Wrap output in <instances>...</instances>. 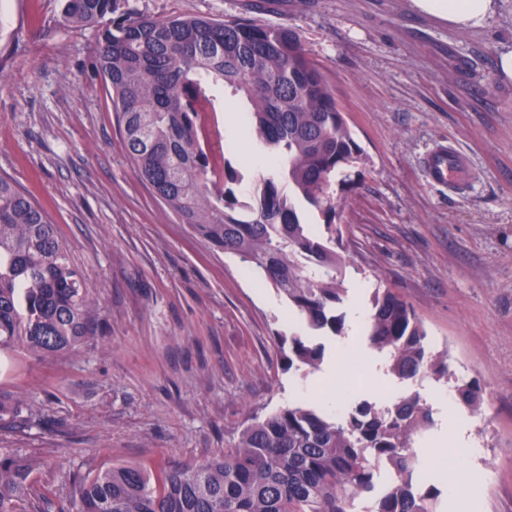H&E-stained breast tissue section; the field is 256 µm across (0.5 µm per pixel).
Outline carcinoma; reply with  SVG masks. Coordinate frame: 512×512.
<instances>
[{"label": "carcinoma", "mask_w": 512, "mask_h": 512, "mask_svg": "<svg viewBox=\"0 0 512 512\" xmlns=\"http://www.w3.org/2000/svg\"><path fill=\"white\" fill-rule=\"evenodd\" d=\"M116 2L64 0L63 21L98 24ZM98 59L128 157L155 196L196 235L263 274L310 330L342 335L336 308L347 293V261L336 251L343 232L334 190L349 188L348 169L366 165V156L296 32L242 19L129 16L102 30ZM204 78L247 100L253 132L281 161L252 203L238 201L228 161L225 189L212 192L198 110ZM306 211L323 219V233ZM99 311L46 212L0 177V351H71L92 335ZM365 333L398 379L448 375V351L430 348L413 306L391 289L373 292ZM277 341L288 348L286 369L319 368L323 345L296 334ZM456 394L480 409L478 386L458 385ZM431 424L416 389L340 417L297 402L253 419L224 456L201 464L75 474L71 512H442L415 448ZM33 471L23 457L0 455V512H30Z\"/></svg>", "instance_id": "1"}]
</instances>
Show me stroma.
<instances>
[{"instance_id": "obj_1", "label": "stroma", "mask_w": 512, "mask_h": 512, "mask_svg": "<svg viewBox=\"0 0 512 512\" xmlns=\"http://www.w3.org/2000/svg\"><path fill=\"white\" fill-rule=\"evenodd\" d=\"M118 0V14L243 18L293 29L368 155L343 196V248L355 269L339 311L359 350L356 390L334 380L350 356L325 336L317 370L284 368L277 336L302 333L287 300L234 255L198 237L135 173L97 63L100 26L65 24L62 0H0V176L48 212L88 286L97 326L74 350L0 357V454L35 466L43 512H67L69 477L115 464L156 471L223 456L253 418L297 400L348 411L403 390L375 385L364 322L374 288L406 298L434 350H448L453 392L475 381L463 410L481 452L426 431L415 446L443 512H512V81L496 71L512 45V0L486 27L449 29L412 0ZM230 119L215 150L252 200L276 171L223 85L207 89ZM452 145L472 176L430 183L423 166ZM23 400L22 412L12 408ZM467 479H459L460 468Z\"/></svg>"}]
</instances>
